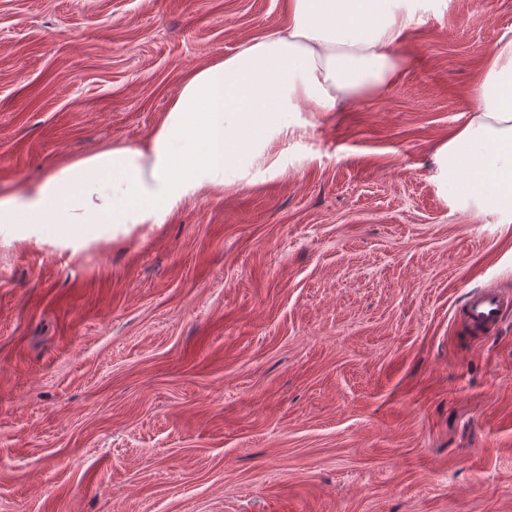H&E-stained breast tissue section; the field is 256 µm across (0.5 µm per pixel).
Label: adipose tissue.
<instances>
[{
	"instance_id": "obj_1",
	"label": "adipose tissue",
	"mask_w": 512,
	"mask_h": 512,
	"mask_svg": "<svg viewBox=\"0 0 512 512\" xmlns=\"http://www.w3.org/2000/svg\"><path fill=\"white\" fill-rule=\"evenodd\" d=\"M426 0H289L287 27L193 70L142 145L113 142L0 196L18 236L78 248L163 224L189 198L246 186L273 143L306 132L303 106L333 112L391 89L397 49ZM465 125L440 143L429 181L451 209L512 223V29L489 50Z\"/></svg>"
}]
</instances>
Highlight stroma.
<instances>
[{
  "label": "stroma",
  "mask_w": 512,
  "mask_h": 512,
  "mask_svg": "<svg viewBox=\"0 0 512 512\" xmlns=\"http://www.w3.org/2000/svg\"><path fill=\"white\" fill-rule=\"evenodd\" d=\"M287 0H0V194L120 140ZM512 0H446L395 85L276 171L78 249L0 224V512H512V224L451 210L436 146ZM508 305V299H505L501 294L491 290H483L469 298L465 315L475 325L491 326L498 321L501 312Z\"/></svg>",
  "instance_id": "stroma-1"
}]
</instances>
